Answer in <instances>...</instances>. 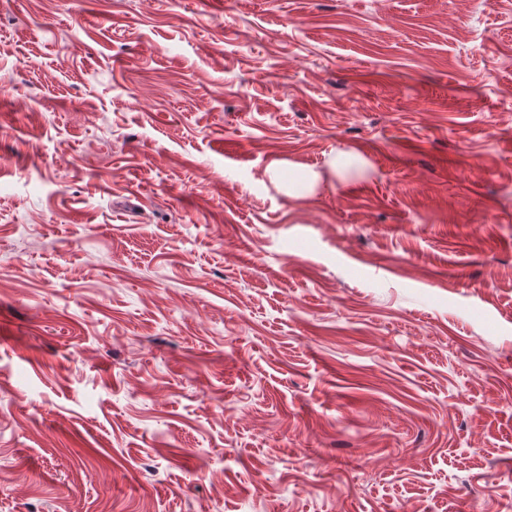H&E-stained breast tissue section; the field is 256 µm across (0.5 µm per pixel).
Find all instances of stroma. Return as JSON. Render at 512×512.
Instances as JSON below:
<instances>
[{
    "label": "stroma",
    "instance_id": "35a3bbf8",
    "mask_svg": "<svg viewBox=\"0 0 512 512\" xmlns=\"http://www.w3.org/2000/svg\"><path fill=\"white\" fill-rule=\"evenodd\" d=\"M0 512H512V0H0Z\"/></svg>",
    "mask_w": 512,
    "mask_h": 512
}]
</instances>
